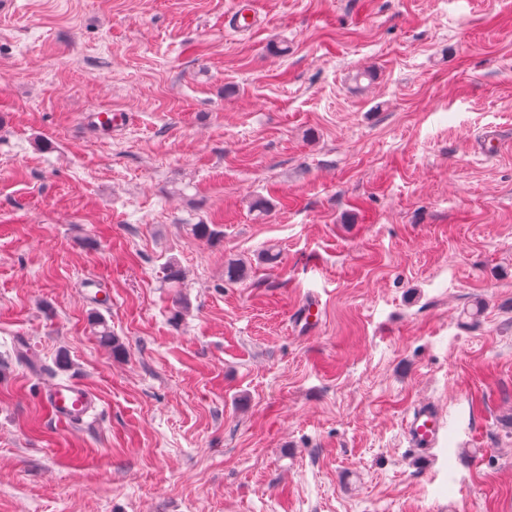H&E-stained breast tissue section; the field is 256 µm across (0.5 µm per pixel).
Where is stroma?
Returning a JSON list of instances; mask_svg holds the SVG:
<instances>
[{
	"label": "stroma",
	"instance_id": "35a3bbf8",
	"mask_svg": "<svg viewBox=\"0 0 512 512\" xmlns=\"http://www.w3.org/2000/svg\"><path fill=\"white\" fill-rule=\"evenodd\" d=\"M232 2L0 0V512H512V0ZM250 0H236L233 2V26L241 32L250 29L257 18V12L250 4ZM43 398L55 417L68 425H88L98 413L97 396L74 380L51 384ZM447 423L437 405L430 401L415 404L406 414L404 434L408 448L421 454H433L435 450H445Z\"/></svg>",
	"mask_w": 512,
	"mask_h": 512
}]
</instances>
